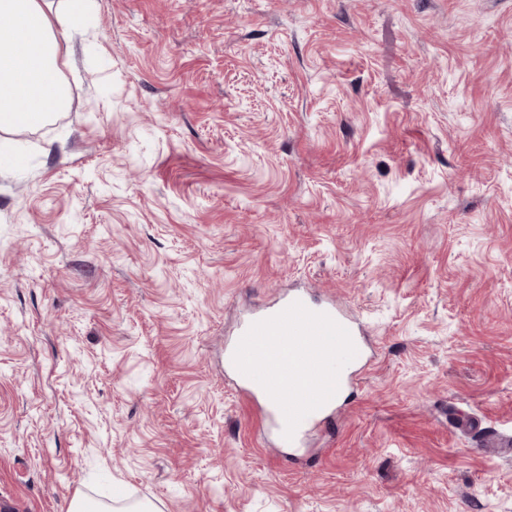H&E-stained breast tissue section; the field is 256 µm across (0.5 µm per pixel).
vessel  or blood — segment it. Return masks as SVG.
I'll return each mask as SVG.
<instances>
[{
    "instance_id": "1",
    "label": "vessel or blood",
    "mask_w": 512,
    "mask_h": 512,
    "mask_svg": "<svg viewBox=\"0 0 512 512\" xmlns=\"http://www.w3.org/2000/svg\"><path fill=\"white\" fill-rule=\"evenodd\" d=\"M360 323L329 299L306 290L289 292L247 317L226 349V369L238 390L253 400L284 447L300 446L359 385L360 372L339 373L331 364Z\"/></svg>"
}]
</instances>
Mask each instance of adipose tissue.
<instances>
[{
	"label": "adipose tissue",
	"instance_id": "obj_1",
	"mask_svg": "<svg viewBox=\"0 0 512 512\" xmlns=\"http://www.w3.org/2000/svg\"><path fill=\"white\" fill-rule=\"evenodd\" d=\"M92 0H0V132L44 126L68 105L58 28L79 33Z\"/></svg>",
	"mask_w": 512,
	"mask_h": 512
}]
</instances>
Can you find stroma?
Returning <instances> with one entry per match:
<instances>
[{
    "label": "stroma",
    "mask_w": 512,
    "mask_h": 512,
    "mask_svg": "<svg viewBox=\"0 0 512 512\" xmlns=\"http://www.w3.org/2000/svg\"><path fill=\"white\" fill-rule=\"evenodd\" d=\"M85 28L68 109L0 164V503L512 512V0H93ZM304 287L370 369L297 452L225 345Z\"/></svg>",
    "instance_id": "35a3bbf8"
}]
</instances>
